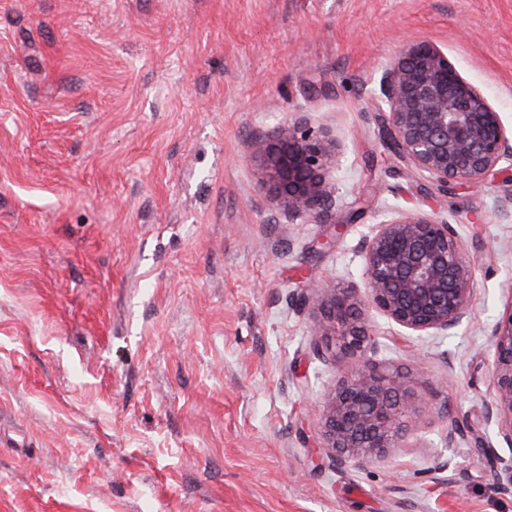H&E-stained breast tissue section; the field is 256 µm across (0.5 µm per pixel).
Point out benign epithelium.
I'll use <instances>...</instances> for the list:
<instances>
[{
	"label": "benign epithelium",
	"mask_w": 512,
	"mask_h": 512,
	"mask_svg": "<svg viewBox=\"0 0 512 512\" xmlns=\"http://www.w3.org/2000/svg\"><path fill=\"white\" fill-rule=\"evenodd\" d=\"M379 93L387 147L434 193L446 196L457 184L512 172V127L438 46L405 45L384 67ZM246 150L266 164L262 189L269 208L318 224L331 216L340 145L328 132L289 116L251 136ZM360 254L363 292L308 285L300 300L321 314L314 335L336 337L347 358L344 375L323 396L320 445L333 463L364 467L425 428L430 409L405 376L368 356L379 341L365 312L376 311L406 336H450L470 321L481 284L454 226L423 211L378 223L362 239ZM490 347L493 392L485 419L512 447V304L493 325ZM485 447L490 488L512 494V455L490 450L488 442Z\"/></svg>",
	"instance_id": "7a95c632"
}]
</instances>
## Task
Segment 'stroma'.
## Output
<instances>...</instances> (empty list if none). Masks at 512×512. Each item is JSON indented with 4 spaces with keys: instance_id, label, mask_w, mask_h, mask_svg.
I'll list each match as a JSON object with an SVG mask.
<instances>
[{
    "instance_id": "1",
    "label": "stroma",
    "mask_w": 512,
    "mask_h": 512,
    "mask_svg": "<svg viewBox=\"0 0 512 512\" xmlns=\"http://www.w3.org/2000/svg\"><path fill=\"white\" fill-rule=\"evenodd\" d=\"M411 40L512 125V0H0V512H512L477 444L508 452L484 401L512 180L441 197L399 167L378 81ZM290 114L342 143L336 212L367 206L343 231L263 202L245 143ZM414 208L483 288L456 336L376 317L429 425L336 466L317 424L343 365L300 284H358L362 238Z\"/></svg>"
}]
</instances>
